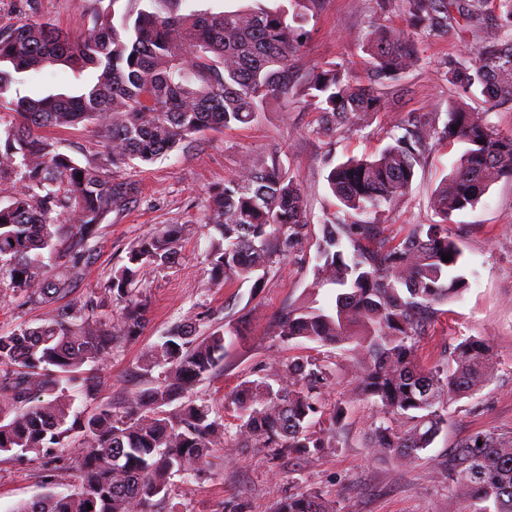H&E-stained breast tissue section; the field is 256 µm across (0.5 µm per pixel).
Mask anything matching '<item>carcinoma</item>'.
I'll list each match as a JSON object with an SVG mask.
<instances>
[{
	"label": "carcinoma",
	"mask_w": 512,
	"mask_h": 512,
	"mask_svg": "<svg viewBox=\"0 0 512 512\" xmlns=\"http://www.w3.org/2000/svg\"><path fill=\"white\" fill-rule=\"evenodd\" d=\"M118 2H88L93 29L85 36L47 20L0 30V111L10 115L0 137V191L7 192L0 204V290L49 307L40 324L0 333V455L64 457L59 470L74 469L79 479L73 492L49 491L14 512H154L173 474L197 476L228 447L221 416L193 395L243 335L235 324L205 328L188 317L144 355V374L159 370L154 383L118 404L74 410L77 395L95 390L85 366L142 335L148 301L141 273L174 264L189 225L161 224L130 247L127 263L103 284L123 303L118 317L102 319L92 300H69L99 225L133 187L106 168L79 164L40 130L89 122L104 140L105 161L117 168L152 163L205 130L249 124L271 100L302 97L325 132L358 127L385 109L382 89L418 66L417 37H446L492 9L497 38L448 65L459 97L478 92L487 107L455 104L443 127L415 120L378 155L331 167L327 181L340 208L320 221L312 286H336L335 304L289 307L275 323L283 341L348 352L356 395L379 410L369 425L370 448L401 463L417 459L446 423L443 401L475 395L496 370L492 347L478 336L457 340L429 367L417 362L416 351L439 306L469 286L448 221L512 177V135L489 121L498 105L512 102V0H401L406 26L361 37L363 75L326 62L302 85L294 64L323 0L236 10L198 9L194 0H125L117 10ZM59 64L88 78L68 93L20 91L32 75ZM439 140L464 145L433 193L439 220L411 225L398 241L379 235L370 216L406 193L427 146ZM204 224L214 231L212 283L252 280L257 288L262 273L307 235L301 185L278 152L249 154L209 195ZM444 254L452 260L442 261ZM335 375L328 360L296 359L241 381L229 397L237 447L262 448L270 463L333 447V434L312 427L322 420V393ZM444 468L466 503L462 509L450 502L448 512H512V435L479 432L452 450ZM274 512L338 510L309 489L278 499Z\"/></svg>",
	"instance_id": "obj_1"
}]
</instances>
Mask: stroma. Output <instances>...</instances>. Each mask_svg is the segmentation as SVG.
I'll return each mask as SVG.
<instances>
[{
    "mask_svg": "<svg viewBox=\"0 0 512 512\" xmlns=\"http://www.w3.org/2000/svg\"><path fill=\"white\" fill-rule=\"evenodd\" d=\"M27 19L51 20L72 34L87 32L92 23L84 0H0V27ZM405 16L399 0H324L306 26L299 52L300 78H307L327 61L341 62L362 72L365 54L361 35L380 25L401 27ZM497 17L486 12L478 26L455 38L426 35L421 39L419 67L399 85L387 89L386 108L364 125L326 136L319 130L312 107L298 102H271L256 121L199 134L191 149L177 150L152 164L126 165L114 176L134 183L136 192L123 209L113 211L101 224L94 256L72 292L74 299L100 302L99 312H119L116 300L103 298L101 287L113 269L124 264L131 245L158 224H187L191 233L181 248L178 264L146 268L143 292L149 303L148 324L139 340L113 347L92 374L97 383L93 397H78L76 408L93 411L105 402L120 401L146 386L139 369L144 351L174 324L195 316L205 326L218 327L248 317L244 336L229 347L222 365L196 388L197 400L222 415L228 432H235V411L224 398L243 379L255 378L263 366L298 357H329L336 378L325 389L326 408L343 404L345 418L336 445L307 461L266 462L255 448H228L213 467L198 476L173 477L169 502L174 512H273L278 498L308 489L336 500L341 512H448L455 487L439 462L461 440L484 430L512 434V178L495 183L475 209L454 214L450 228L463 250L462 274L469 286L449 301L421 343V365L436 361L444 346L463 336H481L498 360L493 379L475 396L449 399L447 422L420 460L404 465L393 454L376 453L369 446L367 428L376 413L371 401L356 397L355 381L342 351L299 340L281 342L275 318L288 305L334 304L336 289L312 286L311 259L324 212L336 211L337 198L326 176L332 164L350 157L378 154L401 135L409 118L417 116L443 125L457 92L448 82V62L469 47L493 40ZM61 152L81 165L101 161L103 145L93 127L50 128ZM278 152L283 165L300 181L308 219V237L287 259L266 274L261 288L229 281L224 286L209 280V231L203 224L208 193L235 176L245 155ZM462 152L460 144L445 140L430 143L416 168L411 186L401 201L377 219L387 237H403L411 225L433 221L429 199L451 172ZM74 474L57 480L53 465L40 461L0 462V512H13L60 483H74Z\"/></svg>",
    "mask_w": 512,
    "mask_h": 512,
    "instance_id": "35a3bbf8",
    "label": "stroma"
}]
</instances>
